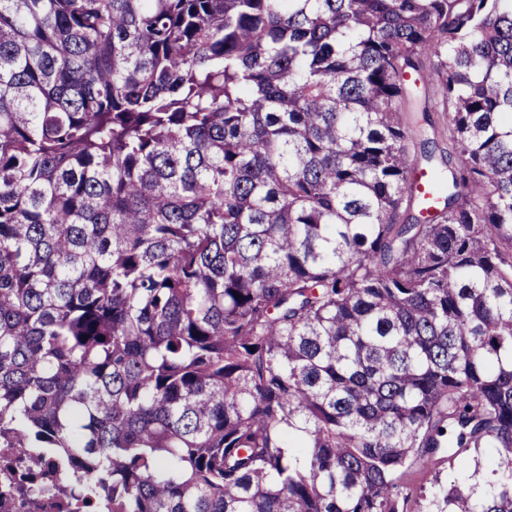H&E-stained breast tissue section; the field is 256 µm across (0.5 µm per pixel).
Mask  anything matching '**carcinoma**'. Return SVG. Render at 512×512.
<instances>
[{"instance_id":"carcinoma-1","label":"carcinoma","mask_w":512,"mask_h":512,"mask_svg":"<svg viewBox=\"0 0 512 512\" xmlns=\"http://www.w3.org/2000/svg\"><path fill=\"white\" fill-rule=\"evenodd\" d=\"M0 448L20 512H404L444 450L425 512H512V0H0ZM456 476L455 471L449 467L448 461L436 462L431 468H422L413 465L406 470L403 476L404 484L410 489L411 497L405 505L404 512H419L426 502L422 495L431 499L433 495L446 488L448 483Z\"/></svg>"}]
</instances>
